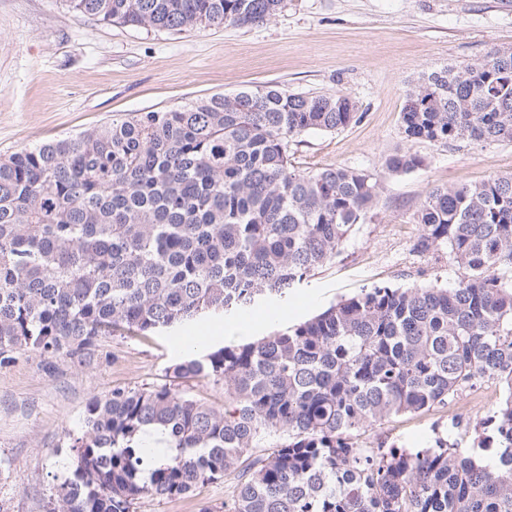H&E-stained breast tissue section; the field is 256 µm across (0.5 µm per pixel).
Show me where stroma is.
Returning <instances> with one entry per match:
<instances>
[{
    "instance_id": "1",
    "label": "stroma",
    "mask_w": 512,
    "mask_h": 512,
    "mask_svg": "<svg viewBox=\"0 0 512 512\" xmlns=\"http://www.w3.org/2000/svg\"><path fill=\"white\" fill-rule=\"evenodd\" d=\"M509 48L512 0H287L259 24L179 32L107 24L71 12L65 0H0V157L136 112L277 86L347 96L360 114L345 129L297 138V169L345 166L382 180L377 206L333 261L279 303V320H265L270 305L262 302L251 307L254 326L244 334L220 315L147 337H102L88 364L50 366L29 354L0 365V494L9 512H41L54 477L68 467L67 435L80 431L91 398L165 383L167 368L189 354L190 336H210L214 350L301 323L373 285L455 287L462 271L447 253L413 252L420 233L413 214L434 185L511 175L512 144L407 142L406 93L424 74ZM404 148L423 156L425 166L385 174V158ZM447 427L435 409L371 426L359 441L366 448H428ZM235 482L224 477L185 499L143 498L136 512L219 508Z\"/></svg>"
}]
</instances>
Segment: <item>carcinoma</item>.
I'll use <instances>...</instances> for the list:
<instances>
[{
  "mask_svg": "<svg viewBox=\"0 0 512 512\" xmlns=\"http://www.w3.org/2000/svg\"><path fill=\"white\" fill-rule=\"evenodd\" d=\"M108 24L187 30L262 23L285 0H66ZM360 119L349 97L265 87L138 112L0 158V365L95 355L282 298L341 252L380 179L311 172L290 144ZM406 139L512 143V53L435 70L410 87ZM425 166L404 150L388 175ZM419 254L466 270L453 288L375 286L284 331L191 354L170 383L92 399L43 512H133L235 475L224 512H512V175L435 185L414 215ZM224 384L217 408L174 387ZM496 409L462 450L362 448L360 432L430 411L483 382ZM160 429L171 457L144 447ZM278 437L260 457L264 436ZM495 459L476 464L475 457Z\"/></svg>",
  "mask_w": 512,
  "mask_h": 512,
  "instance_id": "1",
  "label": "carcinoma"
}]
</instances>
